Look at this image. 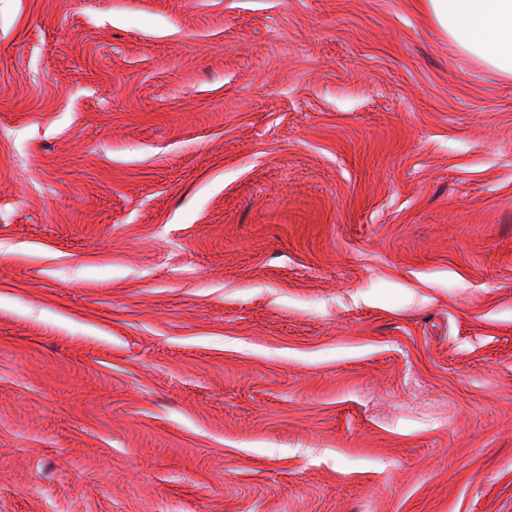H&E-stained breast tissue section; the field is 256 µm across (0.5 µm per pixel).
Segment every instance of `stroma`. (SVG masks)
I'll return each instance as SVG.
<instances>
[{
  "label": "stroma",
  "instance_id": "obj_1",
  "mask_svg": "<svg viewBox=\"0 0 512 512\" xmlns=\"http://www.w3.org/2000/svg\"><path fill=\"white\" fill-rule=\"evenodd\" d=\"M425 0H0V512H512V78Z\"/></svg>",
  "mask_w": 512,
  "mask_h": 512
}]
</instances>
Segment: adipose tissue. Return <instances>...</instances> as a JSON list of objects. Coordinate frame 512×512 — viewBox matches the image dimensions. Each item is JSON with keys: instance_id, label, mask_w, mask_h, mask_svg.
Instances as JSON below:
<instances>
[{"instance_id": "1", "label": "adipose tissue", "mask_w": 512, "mask_h": 512, "mask_svg": "<svg viewBox=\"0 0 512 512\" xmlns=\"http://www.w3.org/2000/svg\"><path fill=\"white\" fill-rule=\"evenodd\" d=\"M426 6L462 53L512 77V0H426Z\"/></svg>"}]
</instances>
